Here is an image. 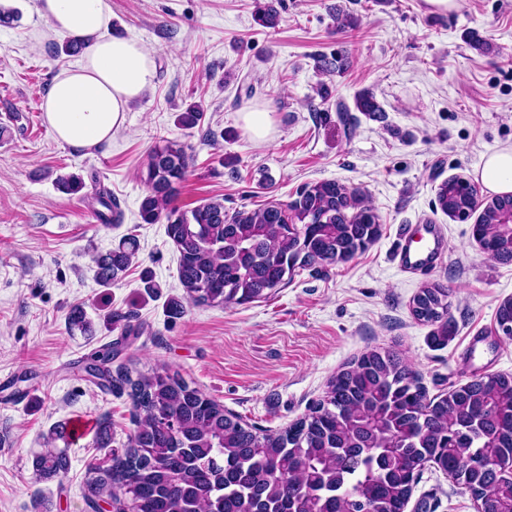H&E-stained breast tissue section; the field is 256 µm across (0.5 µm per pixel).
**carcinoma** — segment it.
<instances>
[{"label":"carcinoma","mask_w":512,"mask_h":512,"mask_svg":"<svg viewBox=\"0 0 512 512\" xmlns=\"http://www.w3.org/2000/svg\"><path fill=\"white\" fill-rule=\"evenodd\" d=\"M273 4L256 23L278 25ZM359 112L382 111L373 93L354 100ZM188 173L185 145L163 139L148 154L139 216L164 219L179 257V282L198 304H243L288 283L295 269L352 259L379 235V217L363 193L334 180L306 185L289 203L224 211L220 201L190 210L169 207ZM101 224H118L112 193H95ZM440 209L471 216L472 236L492 259L512 262V194L482 198L463 177L442 182ZM138 244L121 239L94 257L96 279L109 286L132 263ZM412 315L448 343V289L422 288ZM112 348L85 372L107 391L127 392L136 412L128 448L108 466H88L85 501L122 503L129 512H405L426 464L473 495L482 512H512V375L484 374L432 399L401 355L372 348L332 376L307 416L276 433H258L194 383L166 367L112 379ZM64 442L60 448L56 442ZM59 426L33 454L42 479L69 469Z\"/></svg>","instance_id":"obj_1"}]
</instances>
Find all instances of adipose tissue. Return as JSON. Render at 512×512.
<instances>
[{
    "label": "adipose tissue",
    "mask_w": 512,
    "mask_h": 512,
    "mask_svg": "<svg viewBox=\"0 0 512 512\" xmlns=\"http://www.w3.org/2000/svg\"><path fill=\"white\" fill-rule=\"evenodd\" d=\"M37 11L51 32L85 44L82 60L59 72L41 105L56 140L78 150L111 139L130 105L153 86L151 52L137 39L112 38L110 0H38ZM476 175L488 191L512 193V149L490 154Z\"/></svg>",
    "instance_id": "1"
}]
</instances>
